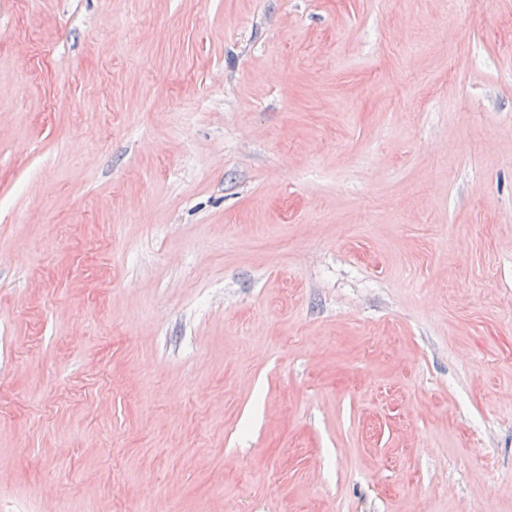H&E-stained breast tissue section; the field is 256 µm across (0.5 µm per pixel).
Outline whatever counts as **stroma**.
Returning a JSON list of instances; mask_svg holds the SVG:
<instances>
[{
    "label": "stroma",
    "instance_id": "obj_1",
    "mask_svg": "<svg viewBox=\"0 0 512 512\" xmlns=\"http://www.w3.org/2000/svg\"><path fill=\"white\" fill-rule=\"evenodd\" d=\"M0 512H512V0H0Z\"/></svg>",
    "mask_w": 512,
    "mask_h": 512
}]
</instances>
